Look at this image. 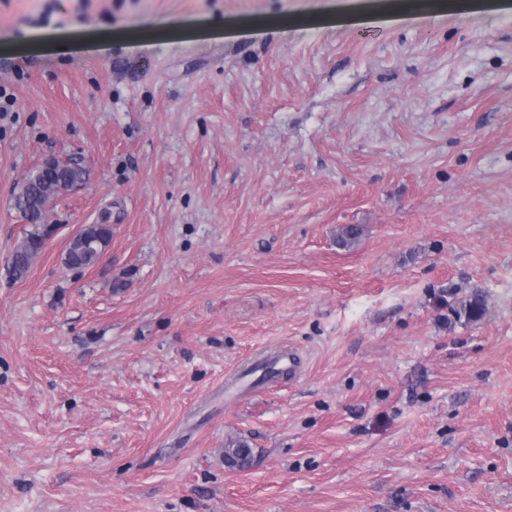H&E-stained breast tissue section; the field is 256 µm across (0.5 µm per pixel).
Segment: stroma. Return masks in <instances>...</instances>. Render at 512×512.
Returning <instances> with one entry per match:
<instances>
[{
	"label": "stroma",
	"instance_id": "obj_1",
	"mask_svg": "<svg viewBox=\"0 0 512 512\" xmlns=\"http://www.w3.org/2000/svg\"><path fill=\"white\" fill-rule=\"evenodd\" d=\"M0 87V512H512V6L0 0ZM86 175L85 167L75 158L61 159L51 169L28 178L17 196V207L23 213L31 229L18 243L11 254V268L17 279L24 277L33 261L44 249L47 234L44 218L48 205L63 191L69 190L70 183H81ZM54 235V227L45 239V244ZM112 239L111 224H89L71 240L65 265L71 269L93 266Z\"/></svg>",
	"mask_w": 512,
	"mask_h": 512
}]
</instances>
